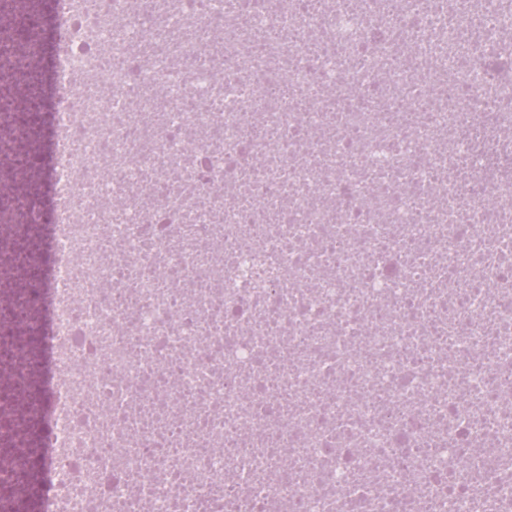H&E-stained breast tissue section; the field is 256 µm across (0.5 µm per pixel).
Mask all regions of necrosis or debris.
Listing matches in <instances>:
<instances>
[{
  "label": "necrosis or debris",
  "mask_w": 512,
  "mask_h": 512,
  "mask_svg": "<svg viewBox=\"0 0 512 512\" xmlns=\"http://www.w3.org/2000/svg\"><path fill=\"white\" fill-rule=\"evenodd\" d=\"M58 17L0 512H512V0Z\"/></svg>",
  "instance_id": "necrosis-or-debris-1"
}]
</instances>
